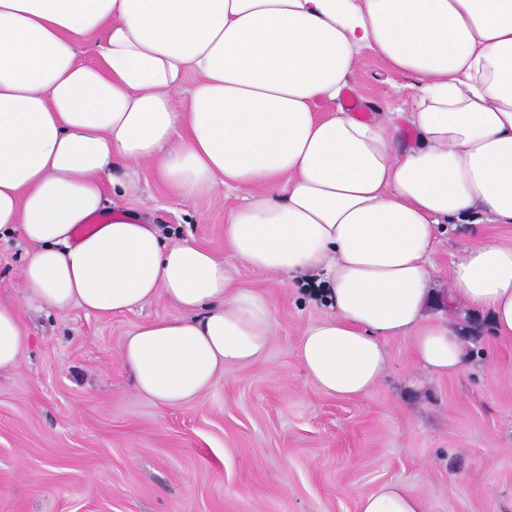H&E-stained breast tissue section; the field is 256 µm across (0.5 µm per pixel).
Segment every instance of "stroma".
Listing matches in <instances>:
<instances>
[{
    "mask_svg": "<svg viewBox=\"0 0 512 512\" xmlns=\"http://www.w3.org/2000/svg\"><path fill=\"white\" fill-rule=\"evenodd\" d=\"M415 76L365 52L349 87L380 118L394 101L415 107ZM134 190L106 194L110 212H134L167 241L187 240L232 261L224 218L235 191L180 195L154 166ZM512 246V224H444L432 285L448 294L465 245ZM31 246L0 238V300L19 302L27 346L0 372V512H359L361 496L397 482L425 512H512V339L487 314L455 303L445 317L468 345L456 374L418 366L407 339L386 342L382 378L366 395L323 393L297 356L305 328L331 309L281 277L241 267L240 284L273 304L267 352L229 366L202 395L165 406L138 392L121 344L136 326L180 315L159 297L108 317L80 306L25 305L21 271Z\"/></svg>",
    "mask_w": 512,
    "mask_h": 512,
    "instance_id": "1",
    "label": "stroma"
}]
</instances>
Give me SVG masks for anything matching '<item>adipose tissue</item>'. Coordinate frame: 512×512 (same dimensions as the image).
I'll list each match as a JSON object with an SVG mask.
<instances>
[{
  "label": "adipose tissue",
  "instance_id": "1",
  "mask_svg": "<svg viewBox=\"0 0 512 512\" xmlns=\"http://www.w3.org/2000/svg\"><path fill=\"white\" fill-rule=\"evenodd\" d=\"M97 32L96 62L81 61ZM364 50L417 77L413 111L364 121L340 106ZM145 160L182 195L241 192L233 255L329 304L297 350L322 391H370L395 337L430 373L458 372L467 346L430 310L431 247L440 224H512V0H0V236L34 247L23 301L109 316L174 300L182 316L122 345L136 389L173 406L268 350L272 304L135 215L76 236L104 176ZM448 297L512 338V247L466 246ZM26 343L18 304L0 300V370ZM359 512L424 503L387 483Z\"/></svg>",
  "mask_w": 512,
  "mask_h": 512
}]
</instances>
